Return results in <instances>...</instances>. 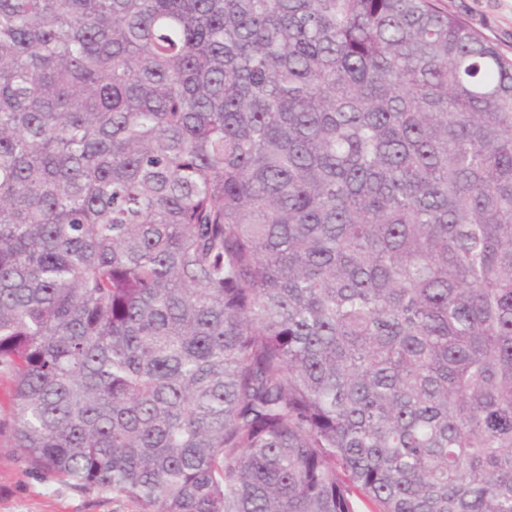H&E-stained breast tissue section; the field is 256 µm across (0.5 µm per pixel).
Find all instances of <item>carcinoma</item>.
Listing matches in <instances>:
<instances>
[{"mask_svg":"<svg viewBox=\"0 0 512 512\" xmlns=\"http://www.w3.org/2000/svg\"><path fill=\"white\" fill-rule=\"evenodd\" d=\"M0 375L148 512H512V58L435 0H0Z\"/></svg>","mask_w":512,"mask_h":512,"instance_id":"carcinoma-1","label":"carcinoma"}]
</instances>
